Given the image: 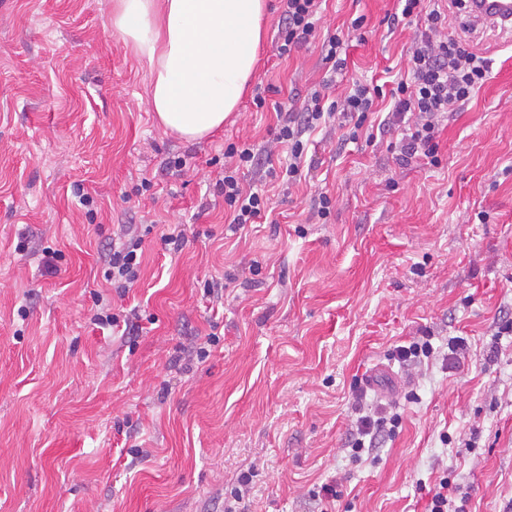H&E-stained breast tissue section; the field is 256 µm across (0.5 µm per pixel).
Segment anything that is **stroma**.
Wrapping results in <instances>:
<instances>
[{"label": "stroma", "instance_id": "stroma-1", "mask_svg": "<svg viewBox=\"0 0 512 512\" xmlns=\"http://www.w3.org/2000/svg\"><path fill=\"white\" fill-rule=\"evenodd\" d=\"M112 2L0 0V512H425L420 486L443 475L466 512H504L512 334L497 360L486 350L512 321V39L480 38L489 77L449 115L437 163L396 164L383 101L372 143L323 127L300 181L249 172L274 221L232 231L227 145L263 151L273 103L300 105L324 77L326 35L349 30L345 75L368 81L402 68L414 28L388 26L399 0H323L314 39L282 58L267 0L251 86L222 130L188 142L151 111ZM128 224L153 230L122 297L104 272ZM174 227L176 254L161 240ZM106 303L137 310L138 332L94 325ZM425 332L466 338L468 358L405 383L390 353ZM365 378L368 404L396 397L401 416L374 462L347 452ZM331 482L342 497L316 500Z\"/></svg>", "mask_w": 512, "mask_h": 512}]
</instances>
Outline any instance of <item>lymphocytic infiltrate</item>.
I'll return each instance as SVG.
<instances>
[{
  "mask_svg": "<svg viewBox=\"0 0 512 512\" xmlns=\"http://www.w3.org/2000/svg\"><path fill=\"white\" fill-rule=\"evenodd\" d=\"M281 27L277 52L285 56L305 45L316 28L319 0H281ZM465 0H448L447 8H427L425 0H403L400 15L392 16V25L416 27L414 43L407 58L406 71L391 91L377 85L353 82L343 95L327 101L322 90L313 91L300 111L278 110L276 143L288 148V164L283 175L296 180L306 154L304 135L317 126L339 119L353 120L349 139H358L376 99L390 95L393 106L388 125L400 127L402 137L394 145L395 159L406 166L420 158L436 159L437 137L450 112L469 102L485 84L488 62L471 36L447 35L450 16L462 13ZM224 176L220 181L224 204L235 224H258L265 218L270 199L261 190H245L242 170L252 168L256 155L251 147L228 145L224 150ZM143 235L137 228L126 229L121 244L109 255L106 279L117 293H125L141 274ZM366 391L355 394L357 418L349 441L354 459L374 455L386 435L395 434L400 425L398 414L390 406L366 409Z\"/></svg>",
  "mask_w": 512,
  "mask_h": 512,
  "instance_id": "lymphocytic-infiltrate-1",
  "label": "lymphocytic infiltrate"
}]
</instances>
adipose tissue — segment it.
I'll return each mask as SVG.
<instances>
[{
	"label": "adipose tissue",
	"instance_id": "obj_1",
	"mask_svg": "<svg viewBox=\"0 0 512 512\" xmlns=\"http://www.w3.org/2000/svg\"><path fill=\"white\" fill-rule=\"evenodd\" d=\"M265 0H114L112 33L149 68L162 126L188 140L223 127L252 79Z\"/></svg>",
	"mask_w": 512,
	"mask_h": 512
}]
</instances>
